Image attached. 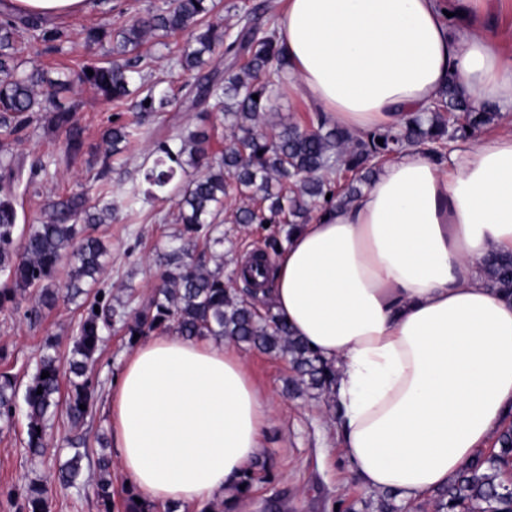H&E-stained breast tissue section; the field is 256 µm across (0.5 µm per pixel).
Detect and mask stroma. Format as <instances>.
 Wrapping results in <instances>:
<instances>
[{
  "mask_svg": "<svg viewBox=\"0 0 512 512\" xmlns=\"http://www.w3.org/2000/svg\"><path fill=\"white\" fill-rule=\"evenodd\" d=\"M165 0H91L85 12L73 14L60 22L74 43H82L86 29L98 26L105 11L124 12L125 16L144 15L162 7ZM109 41L95 44L89 53H59L40 45H24L21 56L48 70L50 76L75 67L83 56L104 58ZM78 100V117L84 128L85 148L77 160L65 161L64 135L47 125L31 129L14 152L25 165L43 164L44 172L34 177L29 190L19 200L18 211L27 222L40 218L48 203L76 192L88 190L102 162V133L113 111L87 86L61 93V103ZM195 112L174 105L168 111L143 118L142 134L132 141L125 153L111 159L109 178L113 197L123 200L130 190L141 193L137 223H128L124 212H117L112 223L97 225L94 233L109 245L99 276L112 289L113 301L135 298L144 301L153 294L158 269L159 250L178 236L175 198H149L144 191L140 166L149 158L159 140L186 134L199 128ZM271 229L253 224L228 223L224 226L222 261L208 259V267L223 265L232 274L238 260L263 246ZM81 315L76 305L64 302L42 310L39 316L26 317L23 311L0 310V349H7L10 360L5 369L26 384L45 342H53L60 356H67ZM131 348L120 326H113L105 341V350L89 362L88 374L106 392L99 401L93 419L79 428H71L64 414H57L49 431L50 453L40 460H30L24 453L27 441L26 419L17 414L11 428L0 429V512H15L8 492L32 479H42L52 492V512H97L94 503L78 497L75 489H61L55 480L59 463L69 449L66 437L82 434L89 442L111 438L110 399L107 395ZM249 372L256 384L268 392L274 412L264 430L263 460L269 469L260 473L245 502L252 512H377L380 495L361 487L352 477L350 467L336 443L334 413L328 395L289 391L288 382L295 373L288 360L241 346Z\"/></svg>",
  "mask_w": 512,
  "mask_h": 512,
  "instance_id": "1",
  "label": "stroma"
}]
</instances>
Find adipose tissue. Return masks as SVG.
Instances as JSON below:
<instances>
[{"instance_id":"ef3b65f1","label":"adipose tissue","mask_w":512,"mask_h":512,"mask_svg":"<svg viewBox=\"0 0 512 512\" xmlns=\"http://www.w3.org/2000/svg\"><path fill=\"white\" fill-rule=\"evenodd\" d=\"M485 0H286L289 89L360 132L401 124L449 80L512 113V32ZM512 252V133L447 164L409 149L348 206L301 225L266 294L336 369L331 399L356 481L425 499L512 414V300L483 259ZM272 413L236 344L178 333L140 344L112 388L117 458L140 499L194 507L234 492Z\"/></svg>"}]
</instances>
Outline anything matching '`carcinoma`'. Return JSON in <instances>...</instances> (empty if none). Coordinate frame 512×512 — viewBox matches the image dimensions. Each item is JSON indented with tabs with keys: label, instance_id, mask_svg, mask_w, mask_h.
<instances>
[{
	"label": "carcinoma",
	"instance_id": "1",
	"mask_svg": "<svg viewBox=\"0 0 512 512\" xmlns=\"http://www.w3.org/2000/svg\"><path fill=\"white\" fill-rule=\"evenodd\" d=\"M215 0H167L146 18H123L112 30V12L104 22L87 30L85 43L112 38L109 59L87 57L77 70L53 80L34 65L22 67L16 42L26 37L48 50L61 51L67 34L49 28L36 15L8 14L0 19V309L19 308V292L32 290L30 312L51 308L60 299L83 298L72 356L62 362L52 342L35 363L23 392L27 418L25 451L31 459L47 452L46 436L60 403L61 380L69 376L65 401L71 426L86 422L101 398L87 367L101 351L104 336L114 321L122 322L128 343L134 335L174 329L188 338L229 337L263 352L288 359L296 373L297 389L331 393L336 370L323 361L272 307L257 298V270L268 276L271 262L264 252L255 254L249 267L224 277L223 264L211 270L206 254L224 244L220 227L224 198L239 196L247 205L234 214L237 224L270 223L276 228L273 246L282 245L278 235L289 237L309 222L313 211L325 212L352 203L377 172L379 164L411 148H421L437 162L447 158L448 142L465 143L502 118L491 109H477L460 95L455 82L442 90L428 108L415 112L396 126L353 132L316 112L310 124H279L266 132V117L275 110L274 87L284 82L291 62L281 42L277 19L268 16L269 6L254 4L238 14L231 33L210 22ZM192 37L183 44L167 39L184 31ZM149 37L166 40L164 46L175 67L194 74V80L159 94L153 91L138 102L141 113L163 112L175 102L199 113L201 128L188 136L158 143L151 162L142 165L146 194L156 197L178 193V221L183 224L179 243L163 254L160 284L152 297L128 312L112 306L110 289H86L98 283L104 242L88 233L93 224L112 222V184L107 167L93 176V194L76 193L49 204L36 224H18L17 190L24 179V164L13 157L10 145L31 126L41 122L64 132L63 153L73 160L83 153L84 128L76 118V106L46 102L61 91L90 85L118 107L130 95L134 76L150 67L142 46ZM222 48L223 66L214 64L216 48ZM93 75H88L87 70ZM258 99H253V96ZM221 104L229 130L224 152L210 149L206 129L211 102ZM142 122L112 121L103 134L104 158L115 156L141 134ZM383 140L378 144L377 140ZM62 266L69 268L65 289L51 283ZM486 288L505 299L512 298V254L491 253L482 262ZM49 376L41 378L42 373ZM42 394H37V390ZM16 377L0 373V422L10 426L16 412ZM86 409H80V405ZM71 455L58 470L64 488L76 487L83 459L90 458L82 437L69 438ZM498 451L481 453L448 486L438 492L436 512H512V494L502 480V467L512 459V426L496 438ZM95 464L101 476L86 496L93 497L99 512H113L112 481L107 478L111 460L101 455ZM16 512H52L48 487L30 483L10 492Z\"/></svg>",
	"mask_w": 512,
	"mask_h": 512
}]
</instances>
